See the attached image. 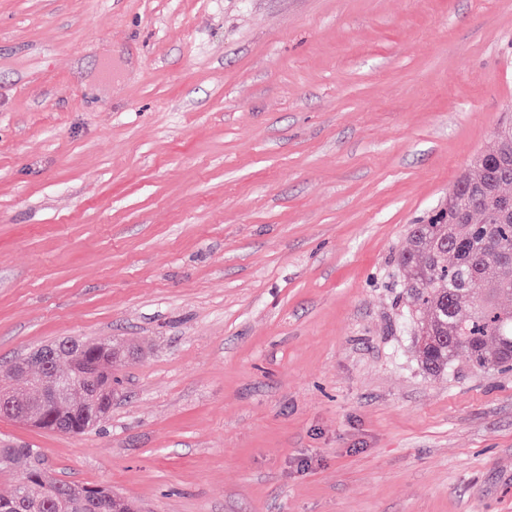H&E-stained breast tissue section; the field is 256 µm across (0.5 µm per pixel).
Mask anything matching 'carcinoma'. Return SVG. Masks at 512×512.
I'll use <instances>...</instances> for the list:
<instances>
[{"mask_svg": "<svg viewBox=\"0 0 512 512\" xmlns=\"http://www.w3.org/2000/svg\"><path fill=\"white\" fill-rule=\"evenodd\" d=\"M512 186V126L498 130L482 155L459 177L448 202L423 224H414L398 256L403 293L413 303L418 361L440 375L463 354L477 372L512 363V217L497 214L495 194ZM123 355L116 343H86L97 362L101 388L112 385V364ZM38 427L83 434L90 420L56 406ZM36 449L0 448V471L16 465L22 478L0 497V512H133V505L103 487L78 486L62 499L40 467Z\"/></svg>", "mask_w": 512, "mask_h": 512, "instance_id": "1", "label": "carcinoma"}]
</instances>
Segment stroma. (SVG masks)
<instances>
[{
    "label": "stroma",
    "instance_id": "1",
    "mask_svg": "<svg viewBox=\"0 0 512 512\" xmlns=\"http://www.w3.org/2000/svg\"><path fill=\"white\" fill-rule=\"evenodd\" d=\"M512 117V0H0V445L138 512H512V369L419 365L398 253ZM84 355L79 351L74 350L70 356L73 363L71 374L75 376L78 383L85 390V400L77 403L70 402V393L72 388V381H62L55 378L52 370L49 367L51 358L55 355L54 349H48L42 352L31 354L27 358L15 363L12 367L13 371L27 374L33 372L39 374L42 379V387L44 395L40 402V406L53 405L58 403L63 406L61 401L67 400L73 413H84L87 409L90 398L100 389H108L112 385V364L124 351L117 347L116 343L109 342V347H105L99 341L86 342ZM112 350V360H108L110 351ZM84 356L91 361L97 362L100 368V383L98 384V370L93 365L87 363ZM56 406L52 411H45L43 413L44 420L39 421L36 426L55 431L56 429L63 428L68 434H84L90 427V420H97L99 416H91L86 419L80 416L69 414L68 411L61 407Z\"/></svg>",
    "mask_w": 512,
    "mask_h": 512
}]
</instances>
